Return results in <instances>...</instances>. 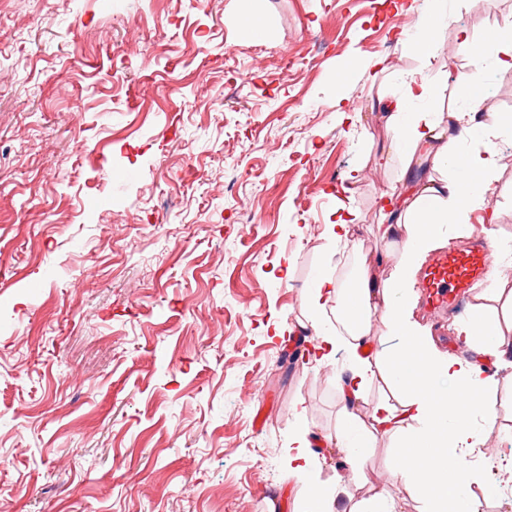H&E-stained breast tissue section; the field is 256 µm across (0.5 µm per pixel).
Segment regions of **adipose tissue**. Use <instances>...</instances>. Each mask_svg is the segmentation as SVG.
<instances>
[{"label":"adipose tissue","mask_w":512,"mask_h":512,"mask_svg":"<svg viewBox=\"0 0 512 512\" xmlns=\"http://www.w3.org/2000/svg\"><path fill=\"white\" fill-rule=\"evenodd\" d=\"M456 50L477 64L512 69V27L491 31L480 41L459 30ZM460 90L468 109H452L432 119L414 109L431 96V86L408 80L405 97L391 106L386 118L396 128L389 150L403 159L409 176L402 191L389 192V202L381 209L376 233L385 249L375 260L357 262L350 285L317 274L305 297L309 322L321 338L320 361H331L342 348L348 363L336 378L340 422L329 434L305 427L296 431L294 474L308 479L312 451L321 445L362 460L378 435H390L401 449L397 472L411 495L423 502V512H441L448 502L454 512H474L473 484H480L483 496L492 500L501 488L499 481L482 476L496 424L489 397L498 386L483 366L512 357V276L498 273L475 295L471 315L455 326L457 338L474 349V360L442 350L430 328L414 316V272L443 243L445 232L470 235L472 215L488 208L497 179L492 141L512 135V120L482 112L480 74L461 80ZM383 263L392 267L385 280L378 275ZM328 311L335 313L343 334L322 327L319 317ZM376 316L385 328L377 337L371 334ZM390 336L399 339L392 350L385 346ZM377 382L401 397L394 403L379 400L368 420H361L363 392ZM460 389L469 394L461 406L453 400Z\"/></svg>","instance_id":"obj_1"}]
</instances>
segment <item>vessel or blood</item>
Segmentation results:
<instances>
[{
  "mask_svg": "<svg viewBox=\"0 0 512 512\" xmlns=\"http://www.w3.org/2000/svg\"><path fill=\"white\" fill-rule=\"evenodd\" d=\"M489 244L442 250L436 253L421 276L427 290L426 306L433 315L448 314L453 302L476 284H487L495 274Z\"/></svg>",
  "mask_w": 512,
  "mask_h": 512,
  "instance_id": "b4317fda",
  "label": "vessel or blood"
}]
</instances>
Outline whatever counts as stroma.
<instances>
[{"label":"stroma","mask_w":512,"mask_h":512,"mask_svg":"<svg viewBox=\"0 0 512 512\" xmlns=\"http://www.w3.org/2000/svg\"><path fill=\"white\" fill-rule=\"evenodd\" d=\"M432 6L253 0L248 39L238 0H0V512H304L292 433L335 430L347 355L279 358L319 342L304 297L342 267L321 230L343 207L382 250L388 105L417 77L423 111L463 107L458 31L512 26V0H443L429 60L397 35ZM493 147L473 236L512 269V137ZM395 446L343 483L316 449L338 512L375 485L420 512Z\"/></svg>","instance_id":"obj_1"}]
</instances>
